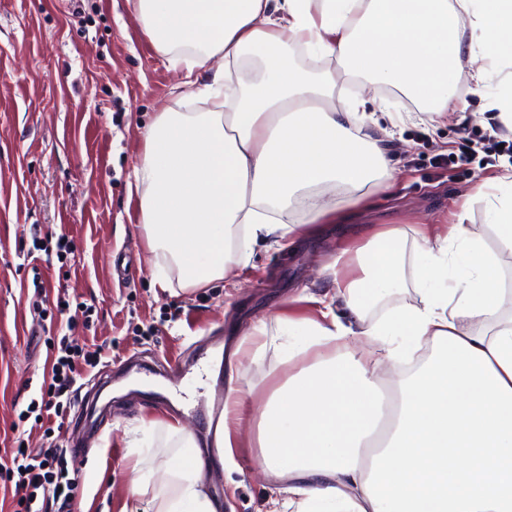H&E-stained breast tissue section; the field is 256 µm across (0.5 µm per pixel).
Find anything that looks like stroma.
I'll list each match as a JSON object with an SVG mask.
<instances>
[{
    "label": "stroma",
    "mask_w": 512,
    "mask_h": 512,
    "mask_svg": "<svg viewBox=\"0 0 512 512\" xmlns=\"http://www.w3.org/2000/svg\"><path fill=\"white\" fill-rule=\"evenodd\" d=\"M321 71L333 78L335 98L382 103L366 125L391 132L393 177L385 187L366 186L358 223L409 232L452 224L475 181L512 172L505 155L486 167L449 161L491 131L478 97L466 119L447 112L433 120L409 99L392 102L350 85L336 61H324ZM183 79L142 34L127 0H0V458L19 437L34 455L49 446L73 450L75 499H90L88 512H121L131 439L156 469L177 450L178 428L205 436L238 335L259 321L268 336L280 334L275 316L290 296L295 312L316 316L307 297L327 293L325 267L342 246L333 235L279 251L260 245L253 267L232 269L206 287H154L129 185L155 113L205 110L203 99L179 100ZM405 113L411 121L400 122ZM63 235L72 242L67 253L56 250ZM37 237L44 250L34 249ZM36 277L44 295L34 292ZM60 294L85 307L44 326L34 309ZM64 334L99 345L101 357L78 377L62 426L47 434L18 416L51 370L49 338ZM312 359L270 348L247 360L244 374L259 397ZM250 435L242 428L232 464L211 475L224 512H269L271 498H288L274 493L247 446ZM101 454L107 461L97 483L88 467Z\"/></svg>",
    "instance_id": "1"
}]
</instances>
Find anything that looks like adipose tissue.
<instances>
[{
  "instance_id": "ef3b65f1",
  "label": "adipose tissue",
  "mask_w": 512,
  "mask_h": 512,
  "mask_svg": "<svg viewBox=\"0 0 512 512\" xmlns=\"http://www.w3.org/2000/svg\"><path fill=\"white\" fill-rule=\"evenodd\" d=\"M134 11L157 54L184 70L186 96L209 103L155 114L130 187L164 290L224 278L252 263L256 245L345 223L330 192L390 174L386 147L362 130L366 100L336 102L330 83L294 70L298 49L436 115L466 114L477 96L512 129V0H134ZM472 194L489 201L495 243L461 219L418 225L419 300L375 323L368 310L401 286L405 232L358 226L332 270L337 307L277 318L289 358L325 355L257 404L242 363L266 348V332L240 335L210 441L216 459L191 432L159 480L135 456L123 512H223L206 471L225 464L248 422L267 477L298 512H512V316L502 313L512 295L500 259L512 252V173L475 182ZM369 340L377 352L350 351ZM424 348L383 426L379 361Z\"/></svg>"
}]
</instances>
